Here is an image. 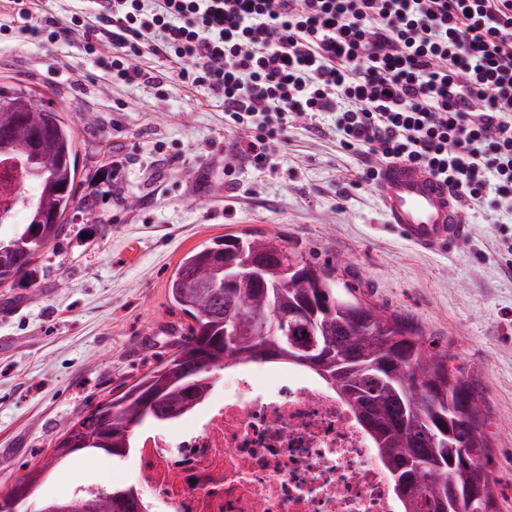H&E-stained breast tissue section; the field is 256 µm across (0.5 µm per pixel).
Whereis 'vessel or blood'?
<instances>
[{
    "instance_id": "1",
    "label": "vessel or blood",
    "mask_w": 512,
    "mask_h": 512,
    "mask_svg": "<svg viewBox=\"0 0 512 512\" xmlns=\"http://www.w3.org/2000/svg\"><path fill=\"white\" fill-rule=\"evenodd\" d=\"M376 191L386 224L416 247L443 250L468 233L458 196L425 167L385 164Z\"/></svg>"
}]
</instances>
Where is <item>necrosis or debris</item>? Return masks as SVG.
<instances>
[{
    "mask_svg": "<svg viewBox=\"0 0 512 512\" xmlns=\"http://www.w3.org/2000/svg\"><path fill=\"white\" fill-rule=\"evenodd\" d=\"M260 386L234 370L224 394L144 434L135 450L169 512H401L387 470L348 407L298 371Z\"/></svg>",
    "mask_w": 512,
    "mask_h": 512,
    "instance_id": "1",
    "label": "necrosis or debris"
}]
</instances>
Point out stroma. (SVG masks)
<instances>
[{"instance_id":"1","label":"stroma","mask_w":512,"mask_h":512,"mask_svg":"<svg viewBox=\"0 0 512 512\" xmlns=\"http://www.w3.org/2000/svg\"><path fill=\"white\" fill-rule=\"evenodd\" d=\"M10 81L46 94L72 127L81 209L26 274L0 285V457L10 463L0 493L77 413L173 354L184 318L167 284L184 253L227 233H275L463 368L481 400L496 510L512 512V214L465 208L466 239L421 251L385 225L374 186L351 187L362 162L340 148L333 113L288 129L258 167L220 101L173 76L158 90L111 80L77 41L0 34V82ZM141 480L135 455L86 453L16 512H39L74 483Z\"/></svg>"}]
</instances>
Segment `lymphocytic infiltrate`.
<instances>
[{
	"label": "lymphocytic infiltrate",
	"instance_id": "f902f5d3",
	"mask_svg": "<svg viewBox=\"0 0 512 512\" xmlns=\"http://www.w3.org/2000/svg\"><path fill=\"white\" fill-rule=\"evenodd\" d=\"M22 32L80 40L113 80L159 85L131 58L150 54L187 87L222 101L267 164L279 136L321 112L359 181L380 164L428 168L463 205L512 212V0H100L96 24Z\"/></svg>",
	"mask_w": 512,
	"mask_h": 512
}]
</instances>
